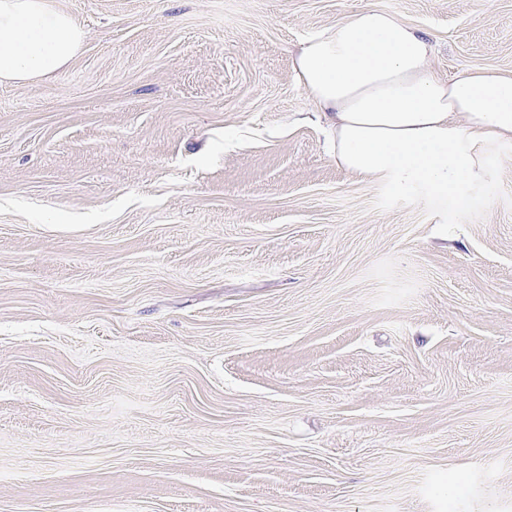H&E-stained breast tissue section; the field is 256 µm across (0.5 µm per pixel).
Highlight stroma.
I'll list each match as a JSON object with an SVG mask.
<instances>
[{"mask_svg":"<svg viewBox=\"0 0 512 512\" xmlns=\"http://www.w3.org/2000/svg\"><path fill=\"white\" fill-rule=\"evenodd\" d=\"M0 85V512H512V144L338 167L293 67L365 6L512 72V0H57ZM85 33L55 0H0V83L22 85L66 67Z\"/></svg>","mask_w":512,"mask_h":512,"instance_id":"35a3bbf8","label":"stroma"}]
</instances>
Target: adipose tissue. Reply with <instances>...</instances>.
Here are the masks:
<instances>
[{
    "instance_id": "obj_1",
    "label": "adipose tissue",
    "mask_w": 512,
    "mask_h": 512,
    "mask_svg": "<svg viewBox=\"0 0 512 512\" xmlns=\"http://www.w3.org/2000/svg\"><path fill=\"white\" fill-rule=\"evenodd\" d=\"M85 33L56 0H0V83L66 67ZM433 47L367 6L305 40L294 59L337 166L393 192L469 204L492 179L488 151L512 143V73L438 75Z\"/></svg>"
}]
</instances>
